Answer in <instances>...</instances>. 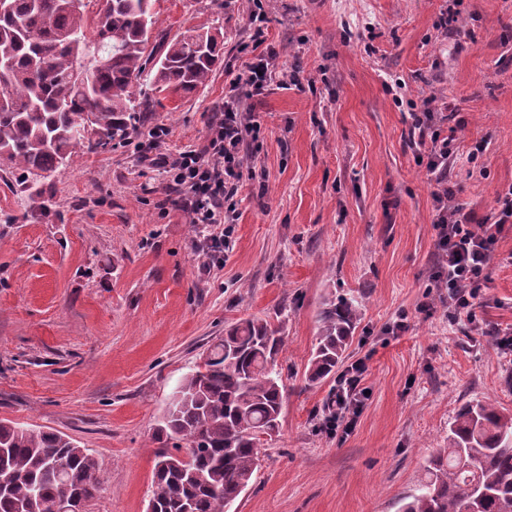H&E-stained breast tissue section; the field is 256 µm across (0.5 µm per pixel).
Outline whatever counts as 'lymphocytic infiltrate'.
Instances as JSON below:
<instances>
[{
    "label": "lymphocytic infiltrate",
    "instance_id": "f902f5d3",
    "mask_svg": "<svg viewBox=\"0 0 512 512\" xmlns=\"http://www.w3.org/2000/svg\"><path fill=\"white\" fill-rule=\"evenodd\" d=\"M264 17L260 10L250 14L255 23L250 39L261 51L246 62L231 83L224 97L223 113L209 121L206 147L169 156L159 151L166 128L157 126L149 132L151 145L158 150L151 163L162 168L170 184L181 191L190 223L215 227V234L208 239L214 255L232 248L238 205L247 181L254 176L247 163V142L257 139L261 123L255 112L243 111L241 103L264 95L272 85H287L289 80L288 71L280 62L281 50L262 43L259 22ZM411 118L421 146L419 164L444 181L448 161L455 153L454 136L444 134L442 129L447 114L426 109L412 112ZM433 199L438 254L434 278L448 290L451 318L472 323L495 246L505 233L512 231V189L498 194L492 215L477 223L464 213L462 206L454 204L450 188L435 191ZM367 372L366 360L360 359L338 375L333 390L335 410L324 426L327 434L346 437L355 430L367 399L363 387Z\"/></svg>",
    "mask_w": 512,
    "mask_h": 512
}]
</instances>
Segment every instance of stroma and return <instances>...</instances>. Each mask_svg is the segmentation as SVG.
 Wrapping results in <instances>:
<instances>
[{
  "label": "stroma",
  "instance_id": "obj_1",
  "mask_svg": "<svg viewBox=\"0 0 512 512\" xmlns=\"http://www.w3.org/2000/svg\"><path fill=\"white\" fill-rule=\"evenodd\" d=\"M460 2L461 30L446 34V0H266L265 39L300 84L254 103L256 178L222 268L205 270V233L140 155L160 125L170 153L205 147L248 59V0H155L153 44L223 33L207 86L146 90L147 120L125 142L76 148L44 180L46 208L0 178V215L13 217L0 222V421L90 450L102 483L87 512H145L155 456L173 446L156 436L173 392L248 317L283 322L287 394L228 512H398L463 403L512 410V353L453 322L433 279L436 183L411 128V104L429 95L457 111L448 181L475 221L489 217L512 185V0ZM339 294L362 303L345 359L369 367L370 397L345 438L318 429L335 378L305 380L320 313ZM402 312L408 331L384 335ZM477 321L512 328V234L496 246Z\"/></svg>",
  "mask_w": 512,
  "mask_h": 512
}]
</instances>
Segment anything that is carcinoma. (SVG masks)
Segmentation results:
<instances>
[{
	"label": "carcinoma",
	"mask_w": 512,
	"mask_h": 512,
	"mask_svg": "<svg viewBox=\"0 0 512 512\" xmlns=\"http://www.w3.org/2000/svg\"><path fill=\"white\" fill-rule=\"evenodd\" d=\"M153 0H102L90 15L88 0H8L0 10V51L13 62L0 70V170L17 173L14 192L32 204L40 180L73 163L74 149L126 140L149 107L134 85L174 94L203 87L220 61V33L188 30L157 53L149 41ZM107 56L74 76L88 47ZM361 318L352 295L326 304L306 380L336 373ZM283 322L243 319L225 330L203 363L176 391L160 432L194 449L201 480L163 469L172 452L154 461L151 500L156 512H225L251 483L263 441L279 428L285 397L278 358L285 351ZM0 450L20 475L0 492V512H19L37 492L53 512L61 494L88 502L100 489L98 463L60 432L0 423ZM61 460L64 472L55 462ZM399 512H512V413L491 402L463 405L448 430V447L429 460L427 479L401 499Z\"/></svg>",
	"instance_id": "cac0c4a2"
}]
</instances>
